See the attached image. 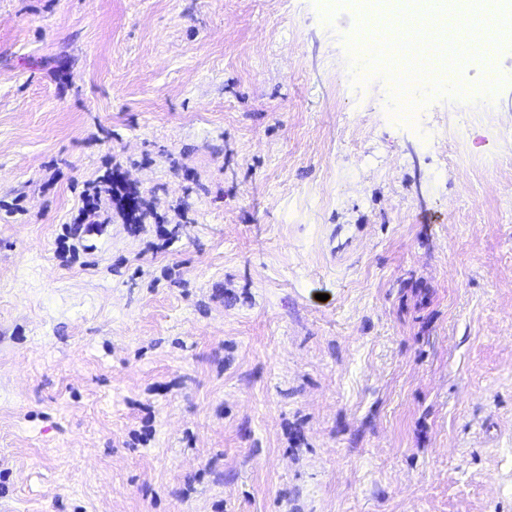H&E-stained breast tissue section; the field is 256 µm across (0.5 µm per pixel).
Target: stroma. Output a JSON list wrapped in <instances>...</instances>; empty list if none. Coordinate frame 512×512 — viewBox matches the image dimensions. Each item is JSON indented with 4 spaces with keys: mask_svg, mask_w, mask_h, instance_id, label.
<instances>
[{
    "mask_svg": "<svg viewBox=\"0 0 512 512\" xmlns=\"http://www.w3.org/2000/svg\"><path fill=\"white\" fill-rule=\"evenodd\" d=\"M357 23L0 0L9 512H512V43L412 126ZM105 182L110 185L108 194L111 197L112 203L116 205L117 210L123 216L125 223L142 224L147 213H151L150 209L145 206V210L140 209L141 211L139 212L136 199L133 197V190L113 180L112 175Z\"/></svg>",
    "mask_w": 512,
    "mask_h": 512,
    "instance_id": "1",
    "label": "stroma"
}]
</instances>
